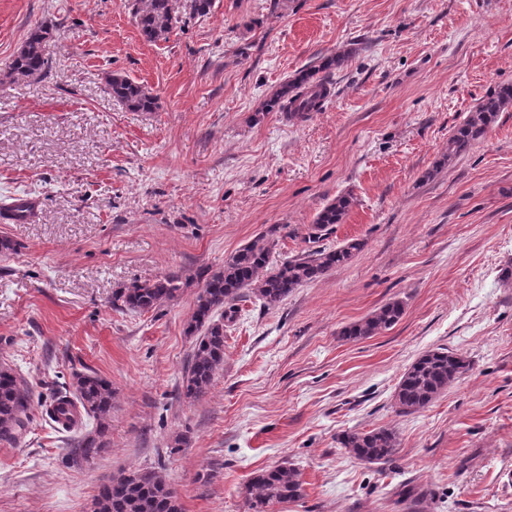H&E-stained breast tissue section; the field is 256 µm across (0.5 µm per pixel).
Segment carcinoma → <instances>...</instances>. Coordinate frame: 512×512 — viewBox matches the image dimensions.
<instances>
[{
	"label": "carcinoma",
	"instance_id": "cac0c4a2",
	"mask_svg": "<svg viewBox=\"0 0 512 512\" xmlns=\"http://www.w3.org/2000/svg\"><path fill=\"white\" fill-rule=\"evenodd\" d=\"M132 10L141 35L154 42L169 33L177 22L176 0H124ZM50 29L35 26L25 44L13 57L8 75L14 80L43 75L49 65ZM344 56L325 58L319 68L304 70L285 82L265 103L268 112L280 111L290 120H302L317 112L330 91L320 72L341 65ZM112 97L135 112H153L157 97L119 74L109 80ZM512 105V82L504 83L482 100L448 137L445 159L451 161L486 138L498 113ZM353 199L341 195L316 215L320 229L342 223ZM274 241L263 235L242 247L224 262L223 268L211 273L196 298V308L187 333H200L188 365L183 385L184 396L194 399L205 393L219 367L224 363V320L235 313V302L250 292L267 306L281 302L290 292L323 276L330 269L348 263L362 243L351 240L330 250H318L306 256L269 267ZM180 291L179 279L173 275L155 281H134L113 294V303L121 309L148 312L171 301ZM404 312L403 303H386L365 319L346 327L342 335L349 339L368 338L393 327ZM470 369L463 357L436 348L424 352L401 376L394 393L401 413L426 408L448 386ZM73 390L54 394L43 405L42 413L54 427L63 431H82V419L95 421L94 430L77 442L72 454L85 461L99 456L106 447L107 418L112 410V386L97 374H75ZM32 399L18 382L14 370L0 365V442L16 443L26 432ZM340 444L356 459L367 465L385 464L398 454L397 432L388 427L343 434ZM250 512H268L269 507L295 501L303 496L298 471L280 465L256 473L248 487ZM91 512H181L177 491L155 468L124 471L100 487Z\"/></svg>",
	"mask_w": 512,
	"mask_h": 512
}]
</instances>
